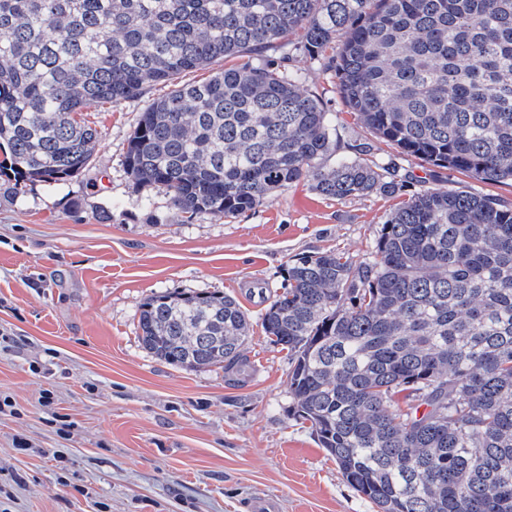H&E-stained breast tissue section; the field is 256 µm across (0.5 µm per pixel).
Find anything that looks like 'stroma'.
Masks as SVG:
<instances>
[{"label":"stroma","mask_w":512,"mask_h":512,"mask_svg":"<svg viewBox=\"0 0 512 512\" xmlns=\"http://www.w3.org/2000/svg\"><path fill=\"white\" fill-rule=\"evenodd\" d=\"M293 65L337 113L341 145L367 138L323 58ZM169 90L84 111L99 141L67 181L23 191L0 176V512H377L289 411L288 353L254 327L238 379L144 349L140 302L218 292L259 319L289 260H359L393 197L331 199L308 181L243 215L184 221L124 166L140 112ZM28 449H18V441Z\"/></svg>","instance_id":"1"}]
</instances>
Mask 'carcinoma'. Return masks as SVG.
<instances>
[{"label":"carcinoma","mask_w":512,"mask_h":512,"mask_svg":"<svg viewBox=\"0 0 512 512\" xmlns=\"http://www.w3.org/2000/svg\"><path fill=\"white\" fill-rule=\"evenodd\" d=\"M331 44L370 134L434 169L512 181V0H0V175L20 191L78 174L98 141L79 112L171 83L124 163L188 221L304 179L337 199L419 184L368 257L291 260L261 327L288 350L293 416L379 512H512V204L383 164L369 139L325 169L337 117L285 62ZM139 313L143 347L174 367L243 362L252 322L230 296L153 294Z\"/></svg>","instance_id":"1"}]
</instances>
